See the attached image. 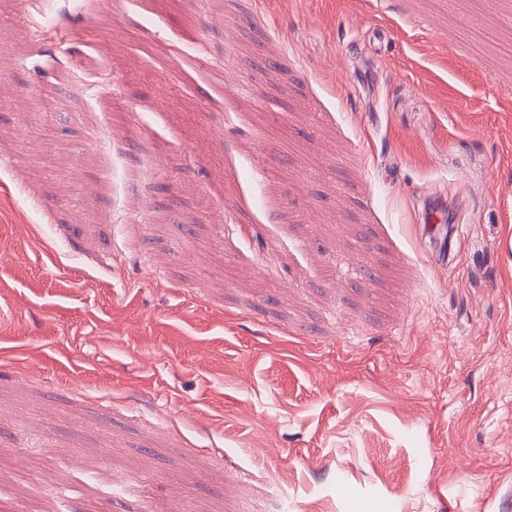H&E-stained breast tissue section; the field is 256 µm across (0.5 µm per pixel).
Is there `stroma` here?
Instances as JSON below:
<instances>
[{"label":"stroma","instance_id":"35a3bbf8","mask_svg":"<svg viewBox=\"0 0 512 512\" xmlns=\"http://www.w3.org/2000/svg\"><path fill=\"white\" fill-rule=\"evenodd\" d=\"M89 486L512 512V0H0V512Z\"/></svg>","mask_w":512,"mask_h":512}]
</instances>
